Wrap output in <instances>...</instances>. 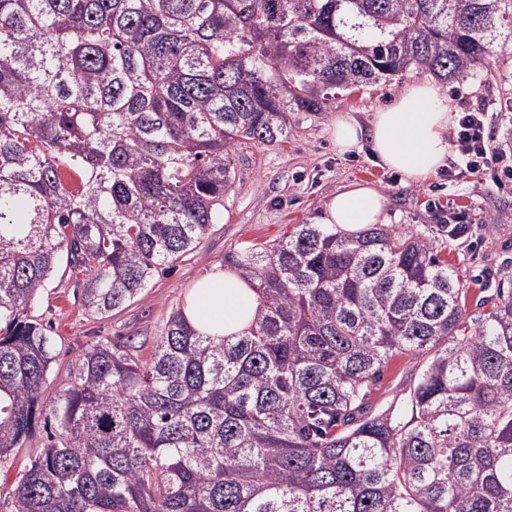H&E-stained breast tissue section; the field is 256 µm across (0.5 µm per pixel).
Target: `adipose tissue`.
Masks as SVG:
<instances>
[{
    "label": "adipose tissue",
    "instance_id": "adipose-tissue-1",
    "mask_svg": "<svg viewBox=\"0 0 512 512\" xmlns=\"http://www.w3.org/2000/svg\"><path fill=\"white\" fill-rule=\"evenodd\" d=\"M453 110L439 86L416 81L403 88L391 107L375 112L369 127H361L349 113H338L332 136L339 153L369 146L377 165L401 174L405 183L419 184L445 164ZM385 205L386 197L378 187L348 185L325 205L322 221L354 235L367 225L381 223ZM258 307V297L244 276L217 266L194 283L183 314L195 330L218 341L246 330Z\"/></svg>",
    "mask_w": 512,
    "mask_h": 512
}]
</instances>
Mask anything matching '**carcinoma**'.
I'll return each instance as SVG.
<instances>
[{
	"mask_svg": "<svg viewBox=\"0 0 512 512\" xmlns=\"http://www.w3.org/2000/svg\"><path fill=\"white\" fill-rule=\"evenodd\" d=\"M512 0H0V470L13 512H512V277L482 300L422 237L298 224L224 256L257 292L216 343L104 339L51 398L34 314L61 258L106 317L224 214L240 140L406 71L488 67ZM422 364L384 412L397 357ZM41 453L17 463L39 422Z\"/></svg>",
	"mask_w": 512,
	"mask_h": 512,
	"instance_id": "obj_1",
	"label": "carcinoma"
}]
</instances>
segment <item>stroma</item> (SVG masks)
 <instances>
[{"instance_id":"35a3bbf8","label":"stroma","mask_w":512,"mask_h":512,"mask_svg":"<svg viewBox=\"0 0 512 512\" xmlns=\"http://www.w3.org/2000/svg\"><path fill=\"white\" fill-rule=\"evenodd\" d=\"M416 79L413 72L395 76L341 92L321 111L289 113L288 137L275 145L240 141L235 148V184L224 199L223 217L192 253L157 273L126 309L103 318L87 314L76 295L77 273L58 270L36 306L57 341L48 394L66 382L71 360L100 338L130 343L141 359H150L170 311L183 306L191 286L223 264L225 254L246 246L270 247L293 225L318 223L329 198L355 181L382 188L387 199L385 228L430 239L440 257L456 267L465 287L486 285V297H494L498 280L512 274V190L497 185L494 170L455 178L443 169L422 184L407 185L376 165L368 149L339 154L331 137L337 113H350L368 124L377 109L391 105ZM441 90L456 111L486 112L500 148L512 153V41L489 68L442 85ZM451 211L470 219L467 235L457 240L449 239L438 221ZM418 365L410 355L397 359L369 399L373 409L386 408L395 395L408 390Z\"/></svg>"}]
</instances>
